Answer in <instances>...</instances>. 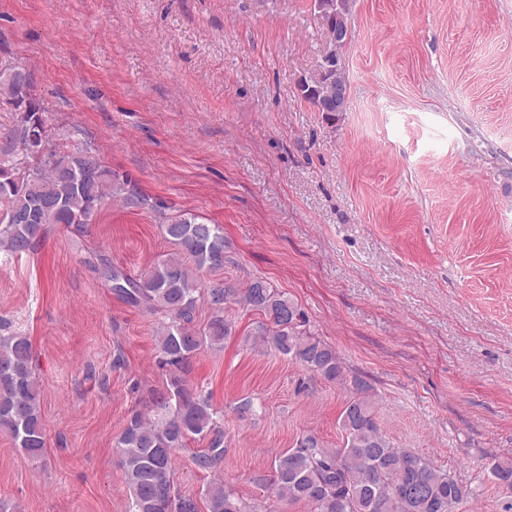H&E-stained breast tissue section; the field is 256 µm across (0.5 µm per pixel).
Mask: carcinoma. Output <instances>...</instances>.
Wrapping results in <instances>:
<instances>
[{
  "instance_id": "cac0c4a2",
  "label": "carcinoma",
  "mask_w": 512,
  "mask_h": 512,
  "mask_svg": "<svg viewBox=\"0 0 512 512\" xmlns=\"http://www.w3.org/2000/svg\"><path fill=\"white\" fill-rule=\"evenodd\" d=\"M321 15L331 31L350 14V0ZM322 58L319 72L305 86L303 99L318 105L330 87L346 74L329 68ZM18 70L0 72V104L15 112L10 146L0 153V253L22 255L35 250L53 224L79 227L90 223L108 199L147 205L150 198L121 180L87 148L60 158L62 169L31 173L28 131L45 129V108L34 96L18 101ZM173 251L161 256L137 278L106 270L112 294L133 307L163 318L156 354L164 372L163 386L150 389L127 416L117 441L119 463L130 493L128 512H253L249 504L216 477L201 489V498L180 493L174 481L177 452L204 441L192 452L194 465L216 470L224 462L223 414L210 393L194 384L193 360L204 348L221 349L232 333L225 316L232 305L260 316L247 334L255 346L277 350L325 381L351 387L340 416L343 444L328 448L306 434L295 447L276 456L270 485L278 498L302 502L313 512H455L471 489L456 475L413 448H399L381 430L378 401L371 385L348 377L336 349L311 333L301 307L287 293L263 279L242 287L203 280L224 270V226L194 216L169 218L163 224ZM210 309L206 324H195L200 304ZM32 341L0 321V433L28 458L43 456L46 431L41 414L42 389L36 377ZM490 472L512 490V463L497 462Z\"/></svg>"
}]
</instances>
